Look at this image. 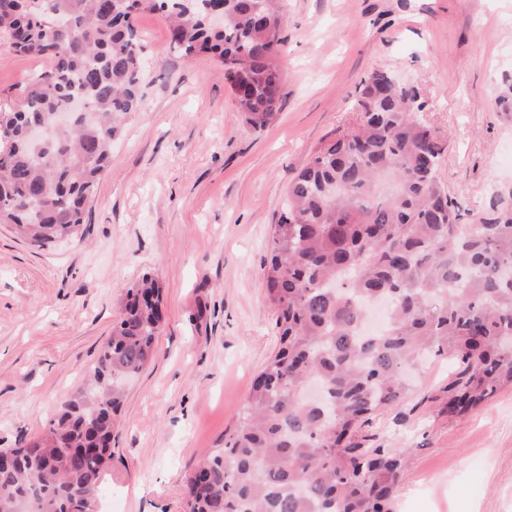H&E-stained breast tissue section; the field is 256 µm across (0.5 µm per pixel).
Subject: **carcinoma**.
Instances as JSON below:
<instances>
[{"label":"carcinoma","instance_id":"1","mask_svg":"<svg viewBox=\"0 0 512 512\" xmlns=\"http://www.w3.org/2000/svg\"><path fill=\"white\" fill-rule=\"evenodd\" d=\"M0 0V33L49 71L0 107V224L46 246L77 234L123 122L143 107V50L134 18L171 22L183 56L228 64L255 130L281 108L283 0ZM65 125L60 112L75 102ZM419 89L387 69L361 80L358 119L324 141L288 182L271 225L266 297L280 348L254 380L221 446L187 483V512H393L406 450L365 447L363 428L409 393L406 373L451 362L448 414L512 388V187L494 216L464 222L437 176L444 148L423 124ZM47 126L30 142L26 129ZM162 286L126 288L89 387L44 434L5 453L0 512H91L123 405V381L152 360ZM385 325L361 330L366 305Z\"/></svg>","mask_w":512,"mask_h":512}]
</instances>
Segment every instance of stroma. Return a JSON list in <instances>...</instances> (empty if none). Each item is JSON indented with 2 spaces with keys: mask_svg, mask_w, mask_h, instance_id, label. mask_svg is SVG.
<instances>
[{
  "mask_svg": "<svg viewBox=\"0 0 512 512\" xmlns=\"http://www.w3.org/2000/svg\"><path fill=\"white\" fill-rule=\"evenodd\" d=\"M282 106L253 130L213 57L183 56L157 13L136 20L144 108L112 146L80 232L39 248L0 226V450L43 434L97 362L126 288L163 285L151 362L127 385L96 512H186V482L224 439L278 348L262 265L290 177L354 123L357 86L416 85L445 143L438 170L488 218L512 185V0H287ZM52 63L0 46V98ZM428 361L367 447L408 449L394 512H512V388L449 416Z\"/></svg>",
  "mask_w": 512,
  "mask_h": 512,
  "instance_id": "stroma-1",
  "label": "stroma"
}]
</instances>
